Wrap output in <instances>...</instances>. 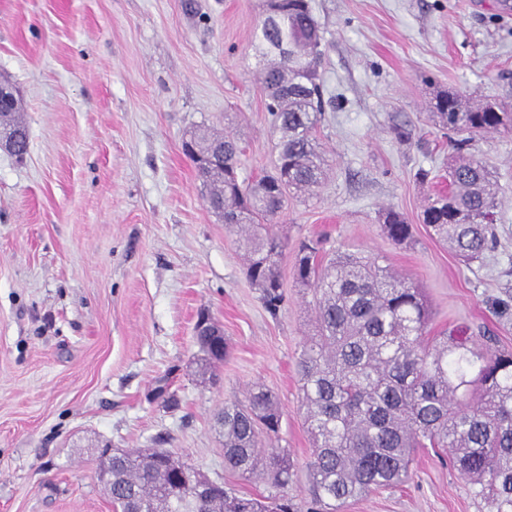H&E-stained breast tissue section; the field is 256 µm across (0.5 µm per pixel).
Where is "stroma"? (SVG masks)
<instances>
[{"mask_svg": "<svg viewBox=\"0 0 512 512\" xmlns=\"http://www.w3.org/2000/svg\"><path fill=\"white\" fill-rule=\"evenodd\" d=\"M502 2L309 0L329 170L274 221L288 297L274 316L182 151L205 127L237 139L241 176L270 170L280 132L254 50L266 0H0V79L29 135L24 156L0 150V512H113L103 447L169 448L239 493L273 494L225 471L215 425L257 384L278 396L277 445L305 474L296 364L314 313L293 271L307 239L385 257L418 282L431 335L463 327L512 349V135L461 150L497 177L494 249L463 264L419 222L460 152L432 114L436 94L512 103ZM389 207L412 224L410 245L383 235ZM203 310L229 344L210 382L196 374ZM411 468L344 512H488L448 453L420 450Z\"/></svg>", "mask_w": 512, "mask_h": 512, "instance_id": "35a3bbf8", "label": "stroma"}]
</instances>
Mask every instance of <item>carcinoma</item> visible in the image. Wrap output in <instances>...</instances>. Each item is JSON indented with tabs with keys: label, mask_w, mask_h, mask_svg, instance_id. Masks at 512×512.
Masks as SVG:
<instances>
[{
	"label": "carcinoma",
	"mask_w": 512,
	"mask_h": 512,
	"mask_svg": "<svg viewBox=\"0 0 512 512\" xmlns=\"http://www.w3.org/2000/svg\"><path fill=\"white\" fill-rule=\"evenodd\" d=\"M314 22L308 0H281L261 23L255 46L267 110L282 133L274 172L239 180L235 138L197 128L188 134L196 152L215 161L196 167L211 198H224V224L241 237L246 276L266 310L286 302L279 258L282 239L269 221L288 191L312 193L326 176L315 145L323 90L322 55L308 43ZM434 117L463 146L476 134L512 133V113L492 100L471 101L457 92L436 96ZM450 191L422 214V223L464 262L494 243L492 224L500 188L483 163L460 156L448 167ZM385 237L400 246L413 225L399 212L380 217ZM321 240L302 244L294 278L311 292L314 333L299 360L301 407L312 440L307 463L310 512H340L350 500L409 481L418 448H445L472 494L489 512H512V351L493 336L478 339L454 329L429 336L424 288L380 263L378 256L336 251L323 261ZM205 376L223 361L213 337H194ZM279 400L256 386L247 400L224 402L217 423L224 436V468L258 475L278 493L239 496L193 470L164 449L111 452L100 469L114 512H301L288 497L297 473L288 450L264 447L281 426Z\"/></svg>",
	"instance_id": "cac0c4a2"
}]
</instances>
